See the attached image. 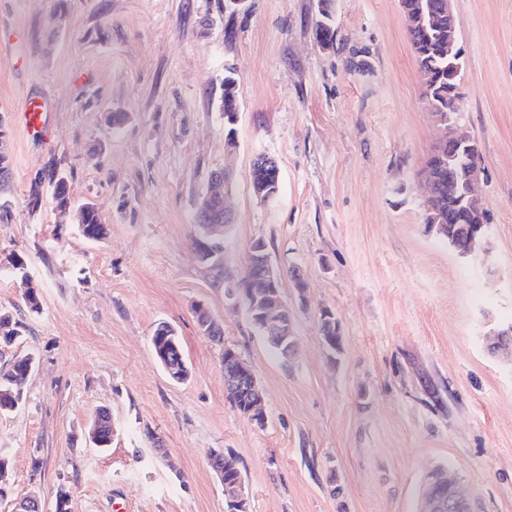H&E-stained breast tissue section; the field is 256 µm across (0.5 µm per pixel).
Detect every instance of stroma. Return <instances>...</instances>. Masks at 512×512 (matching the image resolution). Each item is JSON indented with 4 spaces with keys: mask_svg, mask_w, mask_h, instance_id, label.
Here are the masks:
<instances>
[{
    "mask_svg": "<svg viewBox=\"0 0 512 512\" xmlns=\"http://www.w3.org/2000/svg\"><path fill=\"white\" fill-rule=\"evenodd\" d=\"M334 36H316L320 0H0V121L13 176L0 186V310L23 335L0 366L30 354L25 401L0 414L14 499L54 512H226L209 461L237 458L247 512H417L426 473L446 467L476 512H512V0H452L465 53L460 123L479 144L476 192L487 240L459 255L423 219L424 160L443 132L421 98L399 0H331ZM239 92L234 151L221 108L226 67ZM46 101L48 137L18 111ZM129 118L120 130L108 112ZM279 165L268 202L252 163ZM57 165L74 205L108 228L85 239L36 174ZM231 166L234 223L219 260L195 249L211 171ZM263 241L281 271L296 346L282 359L228 283ZM304 289H297L296 281ZM39 289L42 311L23 301ZM204 305L224 332L205 336ZM342 336L330 360L322 310ZM173 325L189 367L171 379L151 336ZM264 394L257 425L225 392L224 348ZM112 414V445L85 431Z\"/></svg>",
    "mask_w": 512,
    "mask_h": 512,
    "instance_id": "1",
    "label": "stroma"
}]
</instances>
